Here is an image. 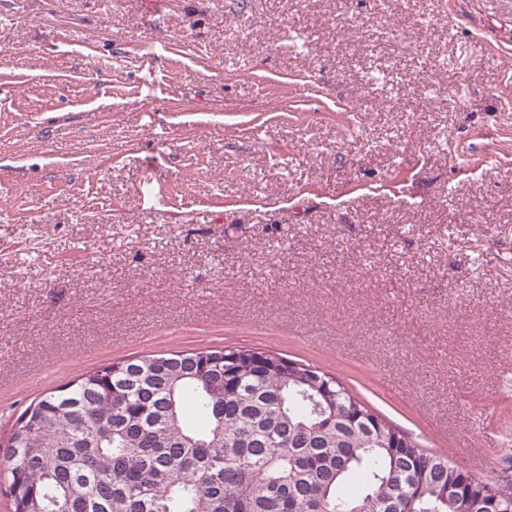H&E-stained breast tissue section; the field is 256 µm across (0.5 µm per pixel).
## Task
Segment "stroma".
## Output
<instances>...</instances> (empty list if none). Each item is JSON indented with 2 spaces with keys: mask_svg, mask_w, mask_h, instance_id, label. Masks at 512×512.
<instances>
[{
  "mask_svg": "<svg viewBox=\"0 0 512 512\" xmlns=\"http://www.w3.org/2000/svg\"><path fill=\"white\" fill-rule=\"evenodd\" d=\"M239 345L512 457V0H0V438Z\"/></svg>",
  "mask_w": 512,
  "mask_h": 512,
  "instance_id": "1",
  "label": "stroma"
}]
</instances>
